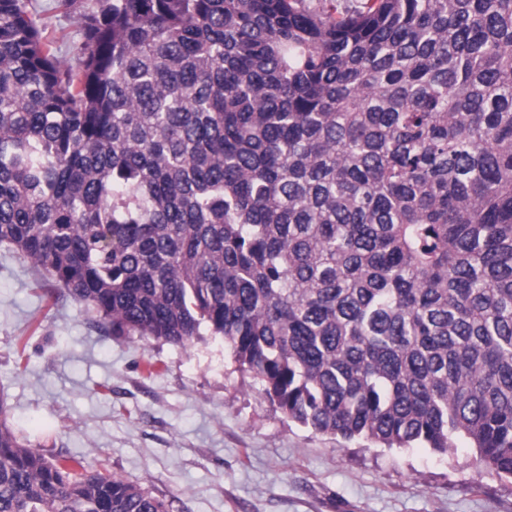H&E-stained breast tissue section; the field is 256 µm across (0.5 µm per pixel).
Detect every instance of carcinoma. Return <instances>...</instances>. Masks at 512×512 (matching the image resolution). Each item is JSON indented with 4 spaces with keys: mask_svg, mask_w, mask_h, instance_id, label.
Masks as SVG:
<instances>
[{
    "mask_svg": "<svg viewBox=\"0 0 512 512\" xmlns=\"http://www.w3.org/2000/svg\"><path fill=\"white\" fill-rule=\"evenodd\" d=\"M0 0V243L288 420L512 479V0ZM0 420V512H172ZM41 10L44 23L49 30L54 33L58 39V45L61 48V55L67 59L70 58L68 48L79 40L76 26L73 24L62 10L56 8L57 0H32Z\"/></svg>",
    "mask_w": 512,
    "mask_h": 512,
    "instance_id": "1",
    "label": "carcinoma"
}]
</instances>
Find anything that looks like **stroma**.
Wrapping results in <instances>:
<instances>
[{
	"label": "stroma",
	"mask_w": 512,
	"mask_h": 512,
	"mask_svg": "<svg viewBox=\"0 0 512 512\" xmlns=\"http://www.w3.org/2000/svg\"><path fill=\"white\" fill-rule=\"evenodd\" d=\"M0 245V394L31 447L104 462L173 512H512L466 444L380 448L286 418L203 335L117 337Z\"/></svg>",
	"instance_id": "1"
}]
</instances>
